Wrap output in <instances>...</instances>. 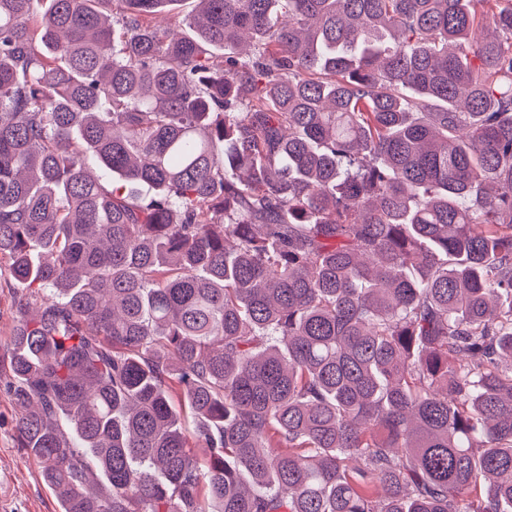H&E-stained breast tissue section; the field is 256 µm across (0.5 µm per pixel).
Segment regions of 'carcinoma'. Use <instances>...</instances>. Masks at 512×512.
I'll use <instances>...</instances> for the list:
<instances>
[{"instance_id": "obj_1", "label": "carcinoma", "mask_w": 512, "mask_h": 512, "mask_svg": "<svg viewBox=\"0 0 512 512\" xmlns=\"http://www.w3.org/2000/svg\"><path fill=\"white\" fill-rule=\"evenodd\" d=\"M175 2L0 0L60 512H512V0Z\"/></svg>"}]
</instances>
